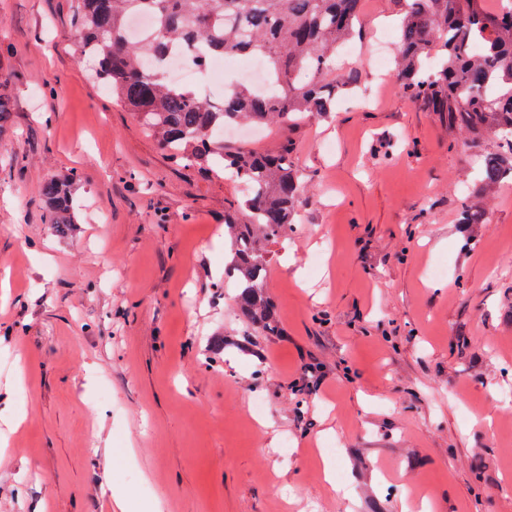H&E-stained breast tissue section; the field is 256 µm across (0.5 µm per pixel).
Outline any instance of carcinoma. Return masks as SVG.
Here are the masks:
<instances>
[{"mask_svg":"<svg viewBox=\"0 0 512 512\" xmlns=\"http://www.w3.org/2000/svg\"><path fill=\"white\" fill-rule=\"evenodd\" d=\"M396 77L402 92L475 143L489 133L497 150L482 156L479 196L460 205L457 223L478 225V197L512 180V0L495 11L482 0H404ZM362 0H79L78 21L92 76L134 113L161 149L186 168L222 173L243 188L224 214V268L236 281L242 335L281 336L269 292L271 245L288 235L302 205L303 173L294 143L272 151L224 146V127H274L305 114L326 118L353 79L337 71L336 48L352 40ZM153 20L149 41L129 32L135 16ZM200 44L196 59L259 57L268 74L261 91L238 83L211 104L194 87L167 79L165 61L181 42ZM305 73L309 81L297 82ZM13 76L0 68V120L10 112ZM77 175L63 171L42 187L48 223L66 236L77 229Z\"/></svg>","mask_w":512,"mask_h":512,"instance_id":"cac0c4a2","label":"carcinoma"}]
</instances>
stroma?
Listing matches in <instances>:
<instances>
[{"label": "stroma", "mask_w": 512, "mask_h": 512, "mask_svg": "<svg viewBox=\"0 0 512 512\" xmlns=\"http://www.w3.org/2000/svg\"><path fill=\"white\" fill-rule=\"evenodd\" d=\"M75 11L0 0V512H512V181L462 250L459 200L497 138L473 143L369 67L403 0H364L336 55L357 92L332 118L224 137L292 140L306 177L270 269L285 333L257 337L273 359L256 381L246 361L203 363L241 328L217 296L239 189L110 101ZM66 170L68 237L41 195ZM77 175L63 171L47 180L42 187L43 207L48 223L62 236L68 235L81 224L76 203Z\"/></svg>", "instance_id": "stroma-1"}]
</instances>
